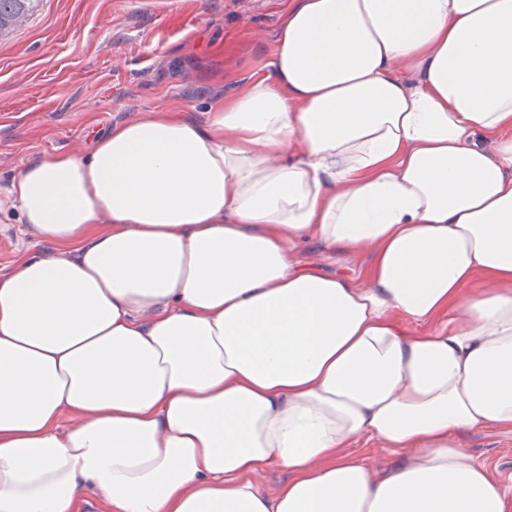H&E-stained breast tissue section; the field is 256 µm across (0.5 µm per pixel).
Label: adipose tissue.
<instances>
[{"mask_svg": "<svg viewBox=\"0 0 512 512\" xmlns=\"http://www.w3.org/2000/svg\"><path fill=\"white\" fill-rule=\"evenodd\" d=\"M10 195L72 256L0 278V512H512L456 442L512 429V0H288L205 123L141 114ZM296 260L301 264H321L323 270L328 274L349 278L357 283L364 284V274L371 262V255L369 253L357 255L331 254L323 251L317 243L309 242L296 252ZM370 467L377 473H384L410 456L408 450H394L372 439L359 448Z\"/></svg>", "mask_w": 512, "mask_h": 512, "instance_id": "adipose-tissue-1", "label": "adipose tissue"}]
</instances>
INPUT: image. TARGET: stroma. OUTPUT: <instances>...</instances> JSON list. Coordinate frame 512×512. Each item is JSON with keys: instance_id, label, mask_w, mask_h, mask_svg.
I'll list each match as a JSON object with an SVG mask.
<instances>
[{"instance_id": "obj_1", "label": "stroma", "mask_w": 512, "mask_h": 512, "mask_svg": "<svg viewBox=\"0 0 512 512\" xmlns=\"http://www.w3.org/2000/svg\"><path fill=\"white\" fill-rule=\"evenodd\" d=\"M286 0H39L34 14L0 35V275L27 255L65 249L23 224L9 186L38 155L79 153L114 123L162 107L205 121L232 94L227 72H263ZM326 273L363 282L367 253H296ZM474 459L512 486V430H472Z\"/></svg>"}]
</instances>
